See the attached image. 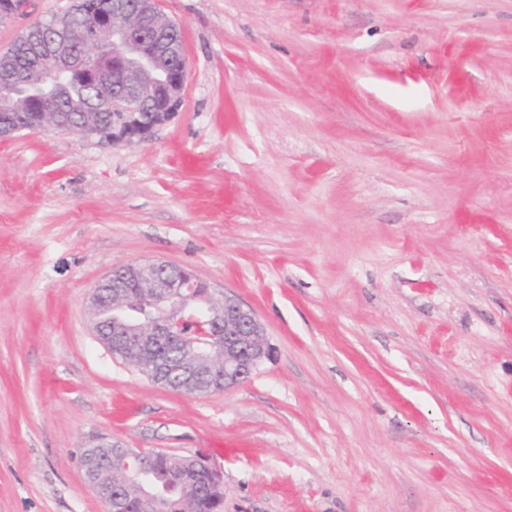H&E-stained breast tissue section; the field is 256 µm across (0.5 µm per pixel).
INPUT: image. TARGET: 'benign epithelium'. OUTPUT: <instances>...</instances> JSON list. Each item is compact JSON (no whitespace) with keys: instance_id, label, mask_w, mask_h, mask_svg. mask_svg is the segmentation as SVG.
<instances>
[{"instance_id":"7a95c632","label":"benign epithelium","mask_w":512,"mask_h":512,"mask_svg":"<svg viewBox=\"0 0 512 512\" xmlns=\"http://www.w3.org/2000/svg\"><path fill=\"white\" fill-rule=\"evenodd\" d=\"M180 27L166 18L157 0H108L93 14L81 45L73 53L70 35L45 23L40 39L39 67L49 73L52 83L45 88L33 82L29 70L13 63L0 67V82L31 92L27 104L6 108L0 116V135H9L22 127L27 130H57L58 124H46L50 105L61 101L55 96L60 87L75 81L83 85V94L74 106L82 112L78 132L108 141L142 142L156 126L168 120L179 105L180 91L189 73V65L180 44ZM154 112L145 121L139 105ZM115 112L112 131L104 132L95 113L104 107ZM93 323L102 332L123 336L124 348L136 355L135 368L149 380L168 386L158 373L164 361L158 347L167 342L182 346L176 371L180 374L174 391L188 395L197 392L200 379H210L223 391L246 382L258 365L271 355L263 324L255 312L236 297L215 290L197 280L184 268L167 261L132 262L112 269L94 287L90 303ZM193 322L200 334L211 339L201 350L186 338L184 326ZM123 458L129 470L145 467L146 459L128 451L121 442L103 438L84 449L81 466L88 484L103 499L112 496L111 467L103 454ZM192 471L204 478L208 487L221 489L220 473L200 459L193 460ZM122 498L135 499L142 512H156L159 495L132 481L121 488Z\"/></svg>"}]
</instances>
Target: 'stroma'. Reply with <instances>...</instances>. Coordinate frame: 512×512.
<instances>
[{"instance_id": "1", "label": "stroma", "mask_w": 512, "mask_h": 512, "mask_svg": "<svg viewBox=\"0 0 512 512\" xmlns=\"http://www.w3.org/2000/svg\"><path fill=\"white\" fill-rule=\"evenodd\" d=\"M158 5L189 75L148 141L0 138V512H105L98 436L206 457L224 512H512V0ZM154 260L254 310L247 382L98 340L94 286Z\"/></svg>"}]
</instances>
